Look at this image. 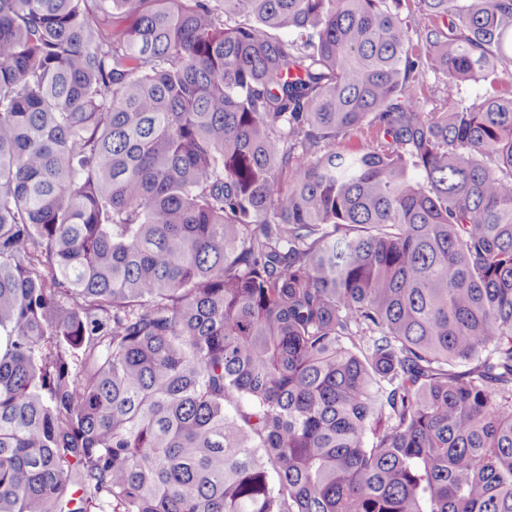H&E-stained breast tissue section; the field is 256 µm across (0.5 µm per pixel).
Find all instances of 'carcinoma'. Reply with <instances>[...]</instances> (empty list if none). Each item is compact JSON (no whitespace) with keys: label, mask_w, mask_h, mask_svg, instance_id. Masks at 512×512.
<instances>
[{"label":"carcinoma","mask_w":512,"mask_h":512,"mask_svg":"<svg viewBox=\"0 0 512 512\" xmlns=\"http://www.w3.org/2000/svg\"><path fill=\"white\" fill-rule=\"evenodd\" d=\"M407 2L0 0V512H512V0Z\"/></svg>","instance_id":"carcinoma-1"}]
</instances>
